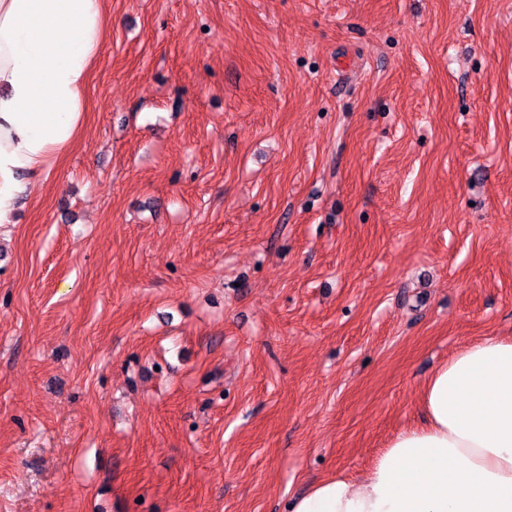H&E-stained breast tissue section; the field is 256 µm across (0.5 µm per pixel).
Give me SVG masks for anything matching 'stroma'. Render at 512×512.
<instances>
[{"mask_svg":"<svg viewBox=\"0 0 512 512\" xmlns=\"http://www.w3.org/2000/svg\"><path fill=\"white\" fill-rule=\"evenodd\" d=\"M0 226V512H287L512 336V0H106Z\"/></svg>","mask_w":512,"mask_h":512,"instance_id":"35a3bbf8","label":"stroma"}]
</instances>
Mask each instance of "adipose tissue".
Instances as JSON below:
<instances>
[{"instance_id": "ef3b65f1", "label": "adipose tissue", "mask_w": 512, "mask_h": 512, "mask_svg": "<svg viewBox=\"0 0 512 512\" xmlns=\"http://www.w3.org/2000/svg\"><path fill=\"white\" fill-rule=\"evenodd\" d=\"M105 2L0 0V225L84 129ZM421 404L365 478L322 479L290 512H512V337L464 345Z\"/></svg>"}]
</instances>
